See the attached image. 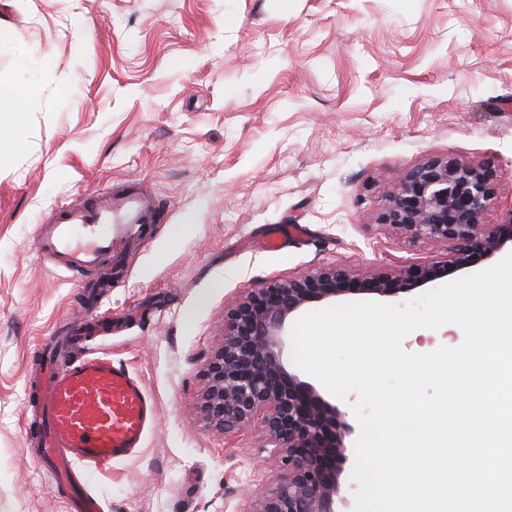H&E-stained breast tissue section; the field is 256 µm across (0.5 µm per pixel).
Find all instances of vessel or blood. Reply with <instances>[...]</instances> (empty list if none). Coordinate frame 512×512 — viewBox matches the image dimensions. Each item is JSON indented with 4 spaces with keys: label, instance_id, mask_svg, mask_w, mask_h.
<instances>
[{
    "label": "vessel or blood",
    "instance_id": "vessel-or-blood-1",
    "mask_svg": "<svg viewBox=\"0 0 512 512\" xmlns=\"http://www.w3.org/2000/svg\"><path fill=\"white\" fill-rule=\"evenodd\" d=\"M155 221L144 190L114 188L63 209L43 226L40 249L80 272ZM28 383L40 413V464L70 488L72 512H103L99 498L85 491V477L142 448L157 421L155 400L126 365L93 353L61 365L53 350L43 349Z\"/></svg>",
    "mask_w": 512,
    "mask_h": 512
}]
</instances>
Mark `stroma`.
I'll use <instances>...</instances> for the list:
<instances>
[{"instance_id": "obj_1", "label": "stroma", "mask_w": 512, "mask_h": 512, "mask_svg": "<svg viewBox=\"0 0 512 512\" xmlns=\"http://www.w3.org/2000/svg\"><path fill=\"white\" fill-rule=\"evenodd\" d=\"M20 32L0 82L32 86L0 127V512H70L36 458L26 377L38 342L84 322L83 279L39 255V227L105 186L157 212L106 290L111 332L158 423L91 471L105 512H245L279 482L260 424L197 410L230 304L318 267L446 260L447 244L377 226L386 186L432 157L482 164L512 211V0H0ZM302 226L276 252L277 228ZM418 328L409 353L456 347Z\"/></svg>"}]
</instances>
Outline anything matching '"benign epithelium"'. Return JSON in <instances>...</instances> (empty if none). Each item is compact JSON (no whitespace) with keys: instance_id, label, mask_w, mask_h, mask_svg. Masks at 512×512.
<instances>
[{"instance_id":"obj_1","label":"benign epithelium","mask_w":512,"mask_h":512,"mask_svg":"<svg viewBox=\"0 0 512 512\" xmlns=\"http://www.w3.org/2000/svg\"><path fill=\"white\" fill-rule=\"evenodd\" d=\"M494 194L489 169L430 158L383 192L377 223L413 240L451 245L448 259L368 272L320 267L254 289L224 316L223 342L203 368L200 408L226 432L260 419L262 447L286 471L248 512H341L338 504L344 502V441L354 426L315 384L291 370L288 327L315 304L353 294L397 298L512 250V215L500 224L482 221Z\"/></svg>"}]
</instances>
